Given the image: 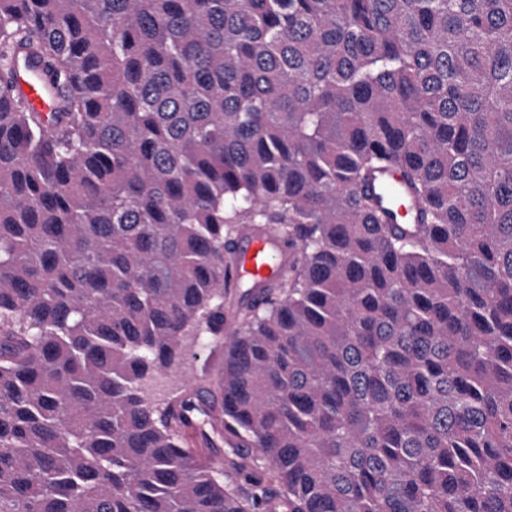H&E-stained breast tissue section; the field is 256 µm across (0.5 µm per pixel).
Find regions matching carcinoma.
Masks as SVG:
<instances>
[{"label":"carcinoma","mask_w":512,"mask_h":512,"mask_svg":"<svg viewBox=\"0 0 512 512\" xmlns=\"http://www.w3.org/2000/svg\"><path fill=\"white\" fill-rule=\"evenodd\" d=\"M270 504L512 512V0H0V512ZM15 90L38 112L57 111V96L45 77L42 64L20 63L15 71ZM389 186L403 187L404 178L400 169L385 166L379 169L373 182L374 191L377 194L381 206L388 205L387 197L384 192ZM284 253L274 231L246 230L238 240L235 261L227 271L226 279L234 285L242 277L252 279L257 288L269 282L276 274Z\"/></svg>","instance_id":"1"}]
</instances>
